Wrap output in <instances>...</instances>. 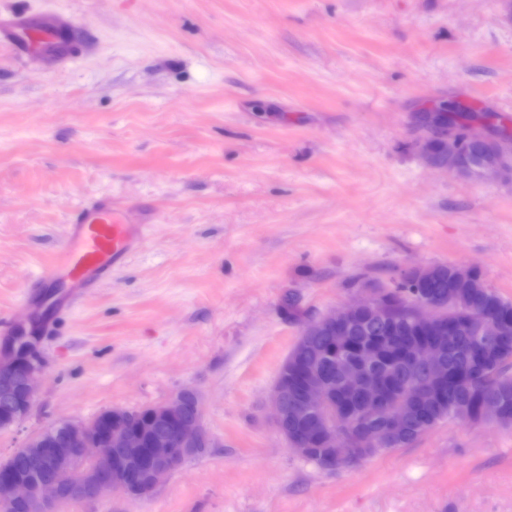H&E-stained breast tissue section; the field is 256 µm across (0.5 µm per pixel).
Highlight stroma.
Segmentation results:
<instances>
[{
    "mask_svg": "<svg viewBox=\"0 0 512 512\" xmlns=\"http://www.w3.org/2000/svg\"><path fill=\"white\" fill-rule=\"evenodd\" d=\"M18 15L74 49L0 39V342L36 320L46 365L0 459L191 389L213 447L148 499L65 512H512V429L442 424L326 472L268 403L303 322L355 281L475 265L512 300V180L429 169L416 119L455 101L512 129V0H0ZM105 197L153 212L144 246L82 299L44 287L71 214Z\"/></svg>",
    "mask_w": 512,
    "mask_h": 512,
    "instance_id": "1",
    "label": "stroma"
}]
</instances>
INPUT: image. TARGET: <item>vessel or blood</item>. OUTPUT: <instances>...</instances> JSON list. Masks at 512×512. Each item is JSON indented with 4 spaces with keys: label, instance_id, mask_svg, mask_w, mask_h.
Segmentation results:
<instances>
[{
    "label": "vessel or blood",
    "instance_id": "b4317fda",
    "mask_svg": "<svg viewBox=\"0 0 512 512\" xmlns=\"http://www.w3.org/2000/svg\"><path fill=\"white\" fill-rule=\"evenodd\" d=\"M28 46L50 52L68 47L61 27L54 22L28 30ZM70 237L66 246L44 270L41 280L48 285L63 281L82 297L97 288L143 242L141 224L125 221L104 199L79 210L70 221Z\"/></svg>",
    "mask_w": 512,
    "mask_h": 512
}]
</instances>
